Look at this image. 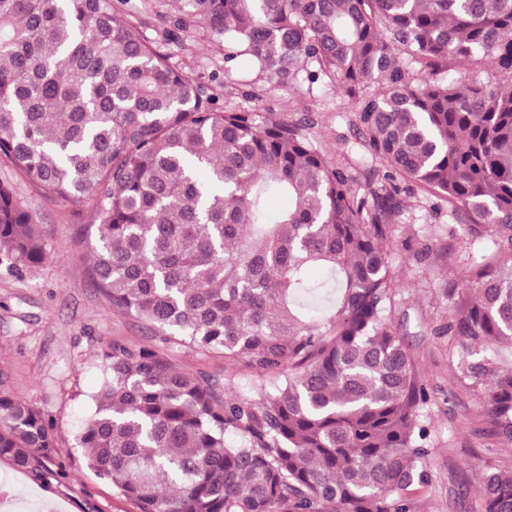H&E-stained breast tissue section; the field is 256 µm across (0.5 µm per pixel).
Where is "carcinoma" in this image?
Masks as SVG:
<instances>
[{"instance_id": "carcinoma-1", "label": "carcinoma", "mask_w": 512, "mask_h": 512, "mask_svg": "<svg viewBox=\"0 0 512 512\" xmlns=\"http://www.w3.org/2000/svg\"><path fill=\"white\" fill-rule=\"evenodd\" d=\"M178 2L163 40L201 27L225 61L284 87L325 79L357 104L381 167L335 163L309 114L219 109L216 86L121 14L127 0H0V155L92 206L87 271L112 310L259 376L231 397L226 378L114 343L78 443L139 512H410L427 388L383 317L396 174L465 227L469 271L445 285L455 313L435 334L483 389L490 436L512 445V0ZM475 65L500 77L472 82ZM274 196L291 206L272 212ZM48 257L0 180V264ZM54 448L46 414L0 379V458L26 469ZM481 497L512 512V475L487 472Z\"/></svg>"}]
</instances>
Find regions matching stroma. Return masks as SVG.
Wrapping results in <instances>:
<instances>
[{"label":"stroma","mask_w":512,"mask_h":512,"mask_svg":"<svg viewBox=\"0 0 512 512\" xmlns=\"http://www.w3.org/2000/svg\"><path fill=\"white\" fill-rule=\"evenodd\" d=\"M173 66L221 86L220 108L273 112L288 119L312 113L309 136L336 163L371 164L355 128V103L324 82L285 89L251 70L245 60L226 68L224 49L203 31L189 30L182 44H162ZM9 179L44 232L48 260L20 272L0 267V375L10 391L47 412L53 421L54 459L37 470L0 458V512H138L137 505L91 469L78 434L95 408L105 378L102 347L116 342L151 346L187 373L228 378L230 394L249 388L253 375L218 352L164 343L143 324L113 311L88 274L85 253L97 233L88 204L45 196L0 156V179ZM403 210L392 228L390 263L398 288L396 312L406 314L407 338L427 385L420 410L427 428L418 462L422 484L409 494L411 512H480L488 469L512 471V447L490 437L480 419L479 393L461 381V360L448 354L435 328L453 309L441 288L467 273L465 235L451 224L450 206L407 178H397Z\"/></svg>","instance_id":"35a3bbf8"}]
</instances>
